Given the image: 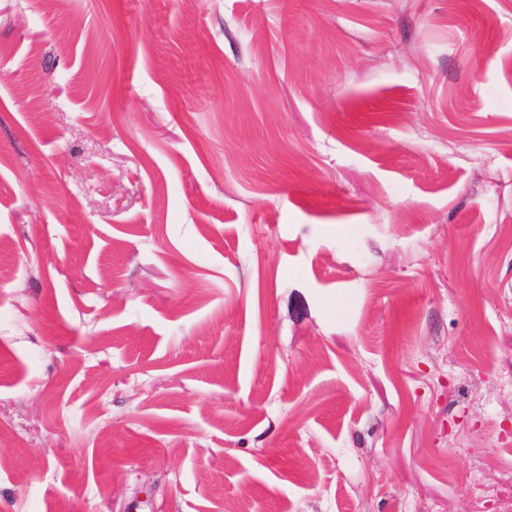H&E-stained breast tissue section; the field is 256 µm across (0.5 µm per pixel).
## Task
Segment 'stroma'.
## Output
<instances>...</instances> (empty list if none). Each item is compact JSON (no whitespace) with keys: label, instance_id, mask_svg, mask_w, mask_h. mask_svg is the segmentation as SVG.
Returning <instances> with one entry per match:
<instances>
[{"label":"stroma","instance_id":"obj_1","mask_svg":"<svg viewBox=\"0 0 512 512\" xmlns=\"http://www.w3.org/2000/svg\"><path fill=\"white\" fill-rule=\"evenodd\" d=\"M0 512H512V0H0Z\"/></svg>","mask_w":512,"mask_h":512}]
</instances>
